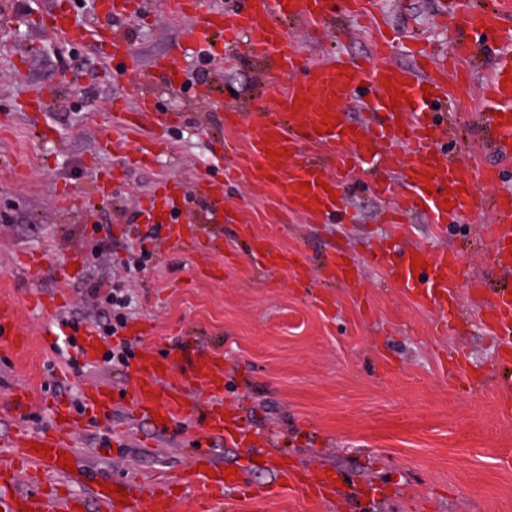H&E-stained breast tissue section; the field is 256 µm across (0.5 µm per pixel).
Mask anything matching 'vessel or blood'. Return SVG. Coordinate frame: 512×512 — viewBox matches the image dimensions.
<instances>
[{
    "mask_svg": "<svg viewBox=\"0 0 512 512\" xmlns=\"http://www.w3.org/2000/svg\"><path fill=\"white\" fill-rule=\"evenodd\" d=\"M139 0H99V18L92 25H78L72 7L58 5L41 15L40 26L51 36L66 38L71 44L93 41L105 64L118 61L128 68L138 60L128 42L117 31L119 22L134 16ZM167 13L183 17L200 13L199 28L193 42L211 44L213 52L223 47L245 45L261 58L275 61L278 74L287 78L273 108L261 111L252 125L245 173L256 183L273 188L276 198L289 212L311 224L329 223L345 208L349 175L357 169L379 171L389 157L398 161L400 180L379 176L371 185L375 195L396 200L399 208L424 213L430 223L445 224L449 215L470 209L475 201V185L493 186L488 201L493 222L486 227L492 245V260L512 267V191L502 188L500 167L474 166L452 156L444 148L448 139L447 115L454 112L455 100L468 95L472 77L464 62L485 37H501L502 21L512 15V0H492L487 8H465L454 13V26L463 36L454 54L417 47L414 67L391 60L392 40L379 33L373 40L370 57L350 60L343 55L330 56L320 63H304L301 53L288 49L285 22L299 20L306 29L326 25L334 11L350 17H366V0H238L235 9L200 12L197 0H164ZM480 85L481 116L493 133L492 148L503 158H512V55L500 54ZM359 92V111L376 114V121L364 127H351L342 107L345 96ZM327 153L335 169L328 175L316 158H304L307 147ZM169 213L166 226L169 239L195 247L199 239L185 235L179 215L175 189L156 190L148 197L141 216L152 224L157 213ZM270 269L297 272L291 256L267 249L264 240H256ZM423 261L424 269L414 270V261ZM368 265L382 269L399 287L415 294L424 305L441 313L454 308L452 275L459 273L458 254L445 249L417 253L382 249L369 254ZM484 323L491 335H512V290L495 293L488 302ZM188 373V387L170 384L174 370ZM136 378L127 391L130 411L148 419L161 416L173 419L190 409L188 388L208 391L212 401L205 410L209 440L199 441L197 462L184 479L197 487L201 496L223 501L225 492L234 489L235 476L209 461L210 439L223 438L229 427L224 418L223 359L182 346L171 348L164 357L153 352L136 359ZM83 402L91 418L111 415L113 401L103 386L83 393ZM72 421L54 422L37 434L22 432L11 436L10 458L0 460V484H14L19 467L48 470L62 479H84L86 492L52 493L42 490H18L7 496L0 493V512H86L88 500L99 503L102 512H173L175 493L172 485L147 489L123 482L122 493L111 490L113 481L98 475H82L79 458L69 438ZM45 445V452L34 451V444ZM280 486L296 497L315 500L327 488L326 482L302 480L288 468H281Z\"/></svg>",
    "mask_w": 512,
    "mask_h": 512,
    "instance_id": "obj_1",
    "label": "vessel or blood"
}]
</instances>
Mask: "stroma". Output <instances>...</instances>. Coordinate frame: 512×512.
<instances>
[{
  "label": "stroma",
  "mask_w": 512,
  "mask_h": 512,
  "mask_svg": "<svg viewBox=\"0 0 512 512\" xmlns=\"http://www.w3.org/2000/svg\"><path fill=\"white\" fill-rule=\"evenodd\" d=\"M403 37L420 36L454 51L444 29L442 0H376ZM53 0H0V296L15 300L19 343L0 356V406L14 388H29V408L0 418V439L14 428L39 433L52 424L49 401L71 407L90 386H111L117 398L108 423L80 425L75 449L84 469L149 484L181 470L187 451L206 435L200 416L180 415L169 430L131 415L127 373L85 367L73 370L46 332L65 317L101 322L106 310L89 311L83 291L105 269L132 256L143 201L162 183L181 184L184 213L203 229L217 228L218 249L201 253L172 247L164 234L150 239L154 257L137 278L130 323L143 326L135 352L166 353L187 343L224 358V410L235 414L247 438L213 440L214 460L237 472L247 490L272 485L278 471L252 461V444L269 443L308 477L333 472V506L279 492L263 503L239 502V512H512V422L500 416L497 385L512 377L501 361L504 338L490 335L481 312L493 291L512 286V274L494 265L484 230L491 214L480 200L450 216L445 228L412 213L401 228L382 223L381 201L369 189L368 171L352 175L346 206L351 224H307L270 216V188L249 178L228 183L224 169L248 146L249 124L226 123L225 113L270 106L275 72L245 50L231 62L205 55L189 40L199 21L170 19L161 0H146L139 20L125 31L138 69L105 66L92 44L70 47L39 28L35 19ZM336 16L325 32L292 24L288 44L312 61L340 52L372 53L370 33L352 36ZM173 62L179 82L167 86L155 64ZM41 92L40 110L19 103ZM153 93L165 124L140 118L124 129L112 150L102 145L121 116L115 97L136 106ZM168 145L149 166L127 159L155 130ZM449 139L477 164L493 163L475 101L459 103ZM110 182L112 197L97 198L96 181ZM220 190L214 212L208 187ZM302 255L304 280L261 272L253 239ZM392 243L398 250L445 248L457 252L461 275L450 280L460 301L446 316L425 307L365 267L364 257ZM349 256L358 274L325 287L321 269L331 251ZM44 253L37 269L28 253ZM81 254L82 272L58 276L65 256ZM486 283L479 291L466 278ZM61 295L57 310L40 299ZM112 448L99 449L101 436Z\"/></svg>",
  "instance_id": "35a3bbf8"
}]
</instances>
